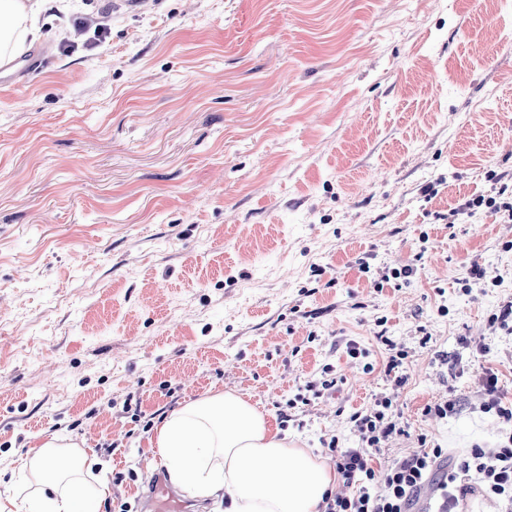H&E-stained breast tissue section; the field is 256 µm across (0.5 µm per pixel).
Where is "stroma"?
<instances>
[{
	"mask_svg": "<svg viewBox=\"0 0 512 512\" xmlns=\"http://www.w3.org/2000/svg\"><path fill=\"white\" fill-rule=\"evenodd\" d=\"M71 2L0 84V471L55 436L123 512L156 424L219 390L324 458L381 397L375 465L496 445L512 222L466 204L512 203V0Z\"/></svg>",
	"mask_w": 512,
	"mask_h": 512,
	"instance_id": "35a3bbf8",
	"label": "stroma"
}]
</instances>
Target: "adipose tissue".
<instances>
[{
    "label": "adipose tissue",
    "mask_w": 512,
    "mask_h": 512,
    "mask_svg": "<svg viewBox=\"0 0 512 512\" xmlns=\"http://www.w3.org/2000/svg\"><path fill=\"white\" fill-rule=\"evenodd\" d=\"M50 0H0V61L17 56L41 36ZM154 462L189 496H224L225 512H319L339 476L311 449L279 429L233 392L205 395L163 418L156 428ZM33 480L0 495V512H100L110 494L93 476L97 458L65 449L58 439L19 459Z\"/></svg>",
    "instance_id": "adipose-tissue-1"
}]
</instances>
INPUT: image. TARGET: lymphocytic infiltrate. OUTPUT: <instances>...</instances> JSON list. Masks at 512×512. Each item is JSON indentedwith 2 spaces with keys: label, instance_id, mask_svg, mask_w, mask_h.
<instances>
[{
  "label": "lymphocytic infiltrate",
  "instance_id": "f902f5d3",
  "mask_svg": "<svg viewBox=\"0 0 512 512\" xmlns=\"http://www.w3.org/2000/svg\"><path fill=\"white\" fill-rule=\"evenodd\" d=\"M483 412L495 413L510 432L496 446H473L455 463H448L444 449H423L385 468H375L374 453L381 440L395 429L391 399L376 400L374 408L354 412L350 420L358 434L356 448L338 447L329 441L327 448L335 458V468L347 488L346 493L325 497L320 512H410L414 496L429 485L440 465L448 470L441 485L448 498L447 512H456L473 488L512 512V404H506L498 377L488 371L477 388Z\"/></svg>",
  "mask_w": 512,
  "mask_h": 512
}]
</instances>
